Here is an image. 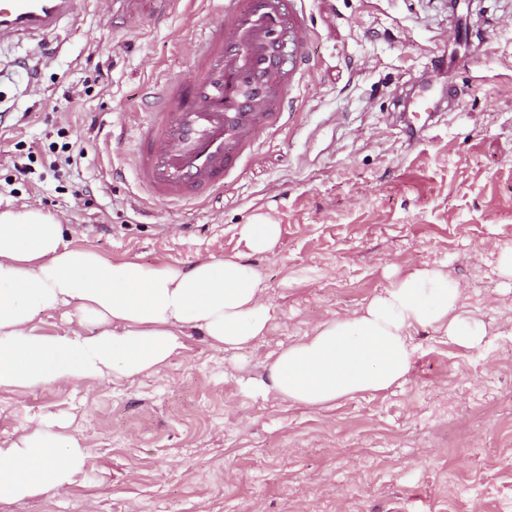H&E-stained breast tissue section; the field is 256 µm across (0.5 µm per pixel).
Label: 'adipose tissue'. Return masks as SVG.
I'll use <instances>...</instances> for the list:
<instances>
[{"instance_id": "1", "label": "adipose tissue", "mask_w": 512, "mask_h": 512, "mask_svg": "<svg viewBox=\"0 0 512 512\" xmlns=\"http://www.w3.org/2000/svg\"><path fill=\"white\" fill-rule=\"evenodd\" d=\"M263 290L259 274L235 256L188 268L114 263L68 244L62 224L41 210L0 211V388L136 377L164 366L188 329L215 349L245 348L268 325ZM462 295L442 268H414L281 351L269 380L288 402L310 409L386 391L412 367L416 328L433 327L470 348L482 344L486 330L461 312ZM52 310L95 326V334H36L35 316ZM83 443L80 432H62L49 419L0 448V502L71 483Z\"/></svg>"}]
</instances>
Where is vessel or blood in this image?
<instances>
[{
	"label": "vessel or blood",
	"mask_w": 512,
	"mask_h": 512,
	"mask_svg": "<svg viewBox=\"0 0 512 512\" xmlns=\"http://www.w3.org/2000/svg\"><path fill=\"white\" fill-rule=\"evenodd\" d=\"M302 0H224L201 29L188 79L148 91L134 169L153 202L202 203L279 130L309 60ZM75 0H0V44L55 32Z\"/></svg>",
	"instance_id": "vessel-or-blood-1"
}]
</instances>
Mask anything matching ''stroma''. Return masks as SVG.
I'll use <instances>...</instances> for the list:
<instances>
[{"label": "stroma", "mask_w": 512, "mask_h": 512, "mask_svg": "<svg viewBox=\"0 0 512 512\" xmlns=\"http://www.w3.org/2000/svg\"><path fill=\"white\" fill-rule=\"evenodd\" d=\"M220 6L76 0L56 33L0 46V210L52 214L110 261L241 256L270 315L244 349L190 330L134 379L0 390L1 445L54 418L86 448L72 484L0 512H512V0H304L314 67L287 125L207 202L152 203L131 162L143 91L188 78ZM454 24L471 39L453 43ZM413 89L441 110L404 111ZM67 143L83 156L50 168ZM259 220L282 233L256 253L240 228ZM440 264L480 348L417 328L401 383L321 410L271 387L270 357Z\"/></svg>", "instance_id": "obj_1"}]
</instances>
